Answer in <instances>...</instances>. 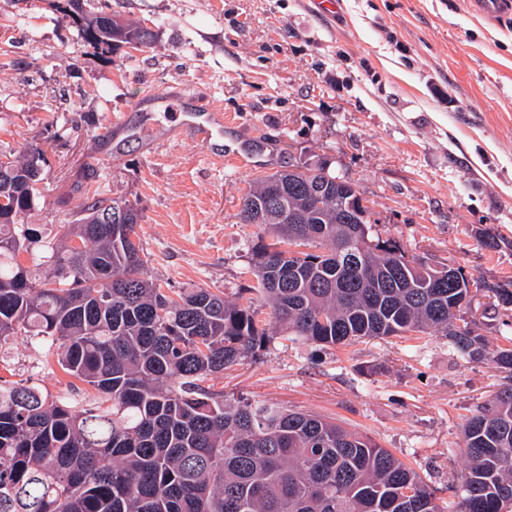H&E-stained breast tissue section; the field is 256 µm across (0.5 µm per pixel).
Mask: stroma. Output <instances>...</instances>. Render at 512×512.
Wrapping results in <instances>:
<instances>
[{
	"label": "stroma",
	"instance_id": "obj_1",
	"mask_svg": "<svg viewBox=\"0 0 512 512\" xmlns=\"http://www.w3.org/2000/svg\"><path fill=\"white\" fill-rule=\"evenodd\" d=\"M343 2L333 28L310 0H90L155 32L132 54L82 40L69 0H0V149L46 160L29 223L57 238L87 189L131 200L143 212L146 277L232 300L251 280L260 234L238 219L254 178L322 156L408 255L512 280V28L488 29L465 0ZM183 88L223 112L237 165L208 161L176 133ZM152 123L171 129L167 146L144 141ZM488 227L500 248L481 245ZM490 304L477 296L468 317L507 346L512 313ZM0 380L77 405L97 396L36 338L0 346ZM505 382L492 362L464 361L434 334L338 349L277 339L209 384L335 418L452 507L465 420Z\"/></svg>",
	"mask_w": 512,
	"mask_h": 512
}]
</instances>
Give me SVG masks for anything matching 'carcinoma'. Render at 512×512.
<instances>
[{
  "label": "carcinoma",
  "instance_id": "obj_1",
  "mask_svg": "<svg viewBox=\"0 0 512 512\" xmlns=\"http://www.w3.org/2000/svg\"><path fill=\"white\" fill-rule=\"evenodd\" d=\"M109 21L92 14L84 38L154 42L139 22ZM43 162L38 151L0 154V344L33 336L56 346L62 370L99 397L77 409L0 383V512H447L437 489L369 437L205 386L276 336L336 348L432 331L462 359L507 373L464 425L456 512H512V347L490 349L466 321L475 294L462 269L443 273L358 223L370 207L350 179L255 180L239 219L276 241L253 247L252 284L229 301L208 288L169 294L145 277L141 212L128 200L88 194L61 242L47 240L25 222ZM111 211L123 221L103 220ZM482 291L512 310L511 280Z\"/></svg>",
  "mask_w": 512,
  "mask_h": 512
}]
</instances>
